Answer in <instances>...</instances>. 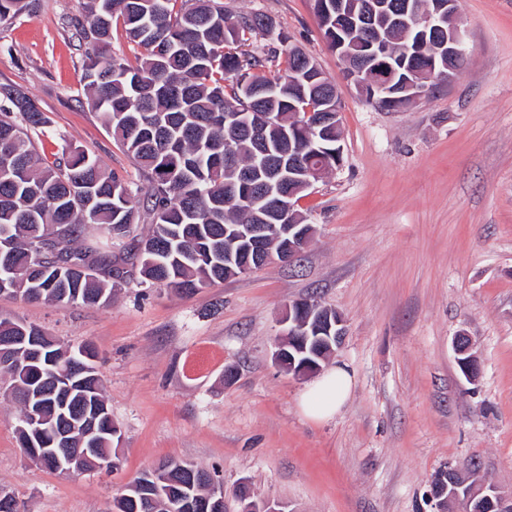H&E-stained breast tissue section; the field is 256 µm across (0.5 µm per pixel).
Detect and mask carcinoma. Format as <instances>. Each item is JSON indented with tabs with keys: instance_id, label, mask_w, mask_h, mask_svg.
I'll use <instances>...</instances> for the list:
<instances>
[{
	"instance_id": "cac0c4a2",
	"label": "carcinoma",
	"mask_w": 512,
	"mask_h": 512,
	"mask_svg": "<svg viewBox=\"0 0 512 512\" xmlns=\"http://www.w3.org/2000/svg\"><path fill=\"white\" fill-rule=\"evenodd\" d=\"M89 0L88 14L75 24L85 49L84 92L101 112L114 142L147 181L145 192L98 159L66 142L39 153L50 118L21 86H0V240L9 242L17 273L0 270L12 293L32 303L107 306L109 281L123 278L112 267V252L73 246L88 224L106 238L126 239L122 247L137 262L141 283L163 284L192 293L239 273L224 265V242L242 250L235 231L245 224L269 226L266 244L281 245V217L267 208L265 194L280 187L305 196L309 169H336L340 132L336 84L323 72L288 55V37L253 44L275 27L263 14L224 13L217 0ZM327 3L331 21L323 29L336 47V0ZM377 25L411 45L414 34L393 26L405 0H376ZM40 0H0V22L33 17ZM146 54L136 64L116 54L108 37L112 22ZM148 232L134 233L141 214ZM40 333L22 320L0 318V336ZM97 352L44 340L40 362L16 369L0 363L10 378L9 397L18 403L16 430L31 414L43 419L36 447L49 445L60 427L69 447L80 448L79 419L95 420L99 463L111 464L118 431L104 396ZM181 461L160 466L175 480L171 495L139 499L129 512H184L179 507L184 479ZM479 479L457 487L466 512H491L469 500Z\"/></svg>"
}]
</instances>
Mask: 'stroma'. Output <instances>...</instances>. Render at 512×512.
I'll return each instance as SVG.
<instances>
[{
  "instance_id": "1",
  "label": "stroma",
  "mask_w": 512,
  "mask_h": 512,
  "mask_svg": "<svg viewBox=\"0 0 512 512\" xmlns=\"http://www.w3.org/2000/svg\"><path fill=\"white\" fill-rule=\"evenodd\" d=\"M89 0H41L0 23V85L23 86L67 141L142 186L88 106L73 24ZM227 14L271 16L337 83L343 162L300 199L315 227L300 260L194 293L139 286L130 270L110 305L45 306L0 295V317L92 344L112 418L116 467L65 479L25 458L17 404L0 398V488L23 512H112L123 486L174 458L286 512H434L433 475L453 467L512 488V0H458L466 58L452 82L398 110L347 83L312 0H223ZM311 298L346 326L331 363L354 375L326 420L305 416L308 378L272 357L278 319ZM469 336L480 363L461 375ZM237 375L225 380L226 367Z\"/></svg>"
}]
</instances>
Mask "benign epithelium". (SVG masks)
Returning <instances> with one entry per match:
<instances>
[{
    "label": "benign epithelium",
    "mask_w": 512,
    "mask_h": 512,
    "mask_svg": "<svg viewBox=\"0 0 512 512\" xmlns=\"http://www.w3.org/2000/svg\"><path fill=\"white\" fill-rule=\"evenodd\" d=\"M448 10H422L418 5L405 3L404 11L409 15L411 23L408 27H418L422 33H436L444 28L448 29V42L434 46L427 40L418 42L414 47H403L402 52L406 57L425 58L427 64L413 66L409 69V76L405 77L399 83H394L392 75L388 74L391 64L389 60L395 58L391 52L392 45L390 38L377 37L370 41V56L374 58L375 64L357 58L352 61L350 69L343 72L344 79L352 84L363 94H370L372 98L390 104V108H396V104L401 102L405 105L419 99L427 90L429 80L435 75L436 62H441V67L448 70L446 76L453 79V74L457 71L456 64L459 59L465 56V36L466 31L463 19L459 16L456 7V0H448L446 4ZM293 191H279L272 195L271 207L285 218L292 215L295 207ZM280 236L287 239V249L277 253L268 250L261 254L260 266L267 265L274 256L291 263L300 257L312 238V230L308 224H283L281 225ZM299 307L305 310L308 318L323 321V324H314L308 326L291 318V309H286L281 319V323L288 325L286 332L280 334L277 340L276 349L273 358L276 363L288 369H293L296 360L286 355V348L291 344H304L311 338L310 332L317 333V339L323 341L328 348H333L341 343L344 336L343 319L341 316H332L330 313L321 311L317 304L309 300L300 301ZM35 340V337L27 336H9L0 342L5 346L12 356L26 363L34 362V359L28 355L27 343ZM28 449L26 453L33 456L38 461L49 460L54 468L63 471V474L79 472L83 469V462L92 460L97 454L95 448H79L75 451L69 448H34L32 443H26ZM207 500L211 506L220 510L224 507V487L215 483V481L205 478ZM485 495L495 512H512V491L507 493L499 487H481L473 490V495Z\"/></svg>",
    "instance_id": "7a95c632"
}]
</instances>
